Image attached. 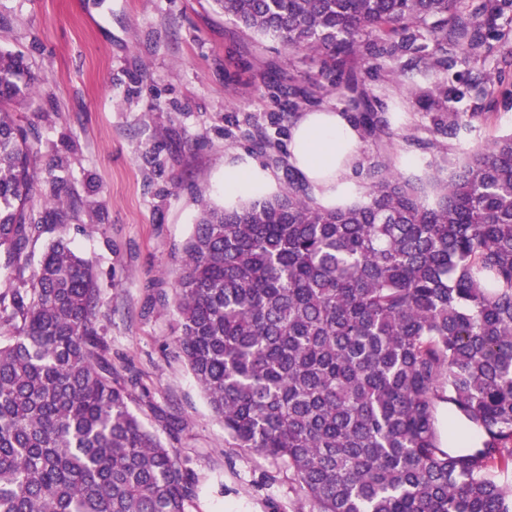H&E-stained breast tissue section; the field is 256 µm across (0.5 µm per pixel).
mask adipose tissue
I'll return each mask as SVG.
<instances>
[{
	"label": "adipose tissue",
	"instance_id": "1",
	"mask_svg": "<svg viewBox=\"0 0 512 512\" xmlns=\"http://www.w3.org/2000/svg\"><path fill=\"white\" fill-rule=\"evenodd\" d=\"M360 141L361 131L350 114L328 109L306 110L300 112L290 129L288 162L327 205H344L354 197ZM269 181L268 173L256 165L224 166L225 197L255 192Z\"/></svg>",
	"mask_w": 512,
	"mask_h": 512
}]
</instances>
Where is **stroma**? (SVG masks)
Listing matches in <instances>:
<instances>
[{
	"mask_svg": "<svg viewBox=\"0 0 512 512\" xmlns=\"http://www.w3.org/2000/svg\"><path fill=\"white\" fill-rule=\"evenodd\" d=\"M0 49L22 53L33 77V99L14 117L37 149L34 200L52 202L61 176L67 235L96 269L112 363L137 382L132 409L190 468V512H297L304 494L289 471L234 447L178 357L173 286L201 202H224L225 163L266 170L268 194L285 188L292 120L270 83L316 75L317 61L242 32L209 0H0ZM433 52L421 37L388 70L360 71L395 136L361 142L357 195L374 162L430 186L512 132V97L489 95L483 79L512 78V44L471 66L449 49L447 70L432 67ZM443 102L474 116L458 135L435 131ZM259 130L271 140L263 153Z\"/></svg>",
	"mask_w": 512,
	"mask_h": 512,
	"instance_id": "obj_1",
	"label": "stroma"
}]
</instances>
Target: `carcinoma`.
<instances>
[{
    "instance_id": "1",
    "label": "carcinoma",
    "mask_w": 512,
    "mask_h": 512,
    "mask_svg": "<svg viewBox=\"0 0 512 512\" xmlns=\"http://www.w3.org/2000/svg\"><path fill=\"white\" fill-rule=\"evenodd\" d=\"M244 31L314 54L309 86L389 120L350 67L382 71L417 34L450 67L512 38V0H212ZM33 94L0 50V512H188L191 474L131 409L101 292L57 208L35 212ZM463 113H436L455 135ZM365 199L327 208L288 169L279 194L201 205L175 281L179 355L237 448L284 463L308 512H512V134L424 187L375 163ZM60 229L31 264L29 245ZM448 411V445L439 426Z\"/></svg>"
}]
</instances>
